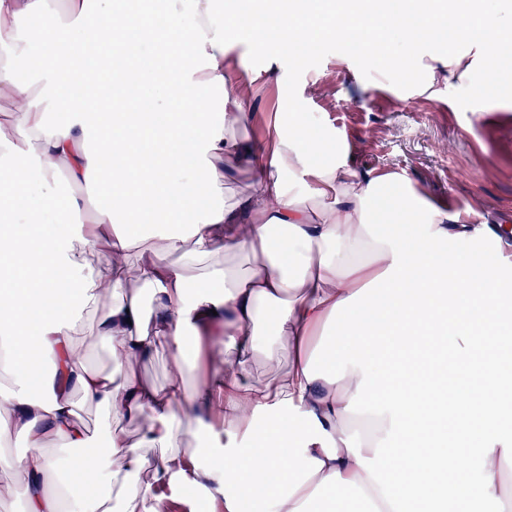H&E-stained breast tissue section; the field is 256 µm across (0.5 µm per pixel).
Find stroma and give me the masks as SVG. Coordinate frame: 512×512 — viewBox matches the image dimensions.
<instances>
[{
	"label": "stroma",
	"mask_w": 512,
	"mask_h": 512,
	"mask_svg": "<svg viewBox=\"0 0 512 512\" xmlns=\"http://www.w3.org/2000/svg\"><path fill=\"white\" fill-rule=\"evenodd\" d=\"M228 49L244 62L237 80L244 110L238 124L226 130L227 139L253 150L272 147L288 131V105L294 102L305 129L327 143L318 163L340 154L359 172L396 174L417 194L448 204L476 225L512 218V112L500 110L495 84L485 85L478 97L461 92L451 107L417 94L398 71L372 67L336 40L286 52L277 39L242 34ZM268 67L277 71L279 82L263 80L261 72ZM254 264L252 256L218 251L193 262L186 274L204 287L213 270L242 276ZM97 319V314H84L74 342L89 366L106 371L112 357L109 346L96 337ZM274 351L273 363L262 352L251 357L245 372L249 384L265 386L288 372L294 361L291 352L279 342ZM73 401L92 436V450L104 448L109 428L132 441L144 433L145 420L107 416L78 394ZM223 427L220 417L211 416L180 435L179 449L192 455L194 467L186 478L154 485L167 512H224L223 494L196 474L217 465L210 450L223 444Z\"/></svg>",
	"instance_id": "obj_1"
}]
</instances>
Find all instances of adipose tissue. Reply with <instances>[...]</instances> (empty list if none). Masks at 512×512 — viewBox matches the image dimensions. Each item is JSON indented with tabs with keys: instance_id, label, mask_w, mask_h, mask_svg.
<instances>
[{
	"instance_id": "ef3b65f1",
	"label": "adipose tissue",
	"mask_w": 512,
	"mask_h": 512,
	"mask_svg": "<svg viewBox=\"0 0 512 512\" xmlns=\"http://www.w3.org/2000/svg\"><path fill=\"white\" fill-rule=\"evenodd\" d=\"M217 2L0 0V95L21 115L15 136L0 137V305L9 309L0 347L12 349L17 376L0 391V437L26 442L6 461L27 477L23 512H113L116 495L127 512H163L149 486L115 479L146 467L158 482L184 475L176 401L224 418L220 463L205 474L224 512L248 503L255 512H446L473 493L512 512V371L500 366L512 347L502 278L512 252L481 267L444 260L449 240L471 233L458 212L398 192L393 174H360L340 159L309 164L323 143L300 124L288 148L254 154L253 190L238 204L203 208L195 195L202 183L221 192L224 130L243 110L230 92L234 32L273 24L281 47L336 39L364 56L393 33L405 51L390 53L391 66L423 72L420 94L449 101L493 77L512 95V79L494 69L512 55V16L491 0H288L271 15L223 13ZM25 18L38 21L44 51L23 74L14 61L26 51ZM444 24L460 31L459 48L421 55ZM144 75L163 93L149 107L138 93ZM297 169L313 182L311 199L284 187L282 172ZM35 171L46 192L32 201ZM62 176L94 183L93 225L75 222L83 202L58 193ZM48 214L61 223L51 234ZM121 222L159 232L181 262L142 253L143 235L119 231ZM105 234L113 254L141 253L135 267L114 266L107 286L75 250ZM220 249L256 264L245 277L219 270L209 287H192L186 262ZM130 280L149 291L151 308L126 293ZM98 306L111 373L87 366L72 339ZM271 309L277 339L296 357L274 384L255 387L244 374ZM192 332L225 354L197 387L184 375ZM159 347L172 360L163 391L137 373ZM75 391L112 416L145 420L142 438L110 431L105 448L88 453ZM51 437L62 443L52 454ZM156 445L166 453L147 464L143 451Z\"/></svg>"
}]
</instances>
